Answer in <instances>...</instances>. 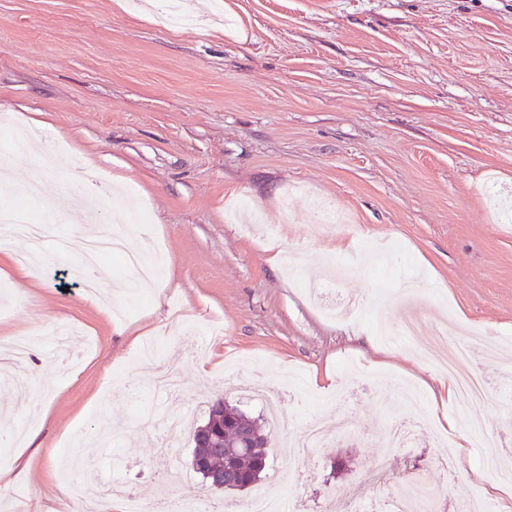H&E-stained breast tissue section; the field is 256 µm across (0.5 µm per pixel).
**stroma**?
Returning a JSON list of instances; mask_svg holds the SVG:
<instances>
[{
    "instance_id": "35a3bbf8",
    "label": "stroma",
    "mask_w": 512,
    "mask_h": 512,
    "mask_svg": "<svg viewBox=\"0 0 512 512\" xmlns=\"http://www.w3.org/2000/svg\"><path fill=\"white\" fill-rule=\"evenodd\" d=\"M185 2L198 26L170 25L152 0H0V157L18 181L41 178L30 207L51 219L32 276L0 269V338L65 323L94 340L73 369L43 344L0 378V422L41 443L0 503L61 512L45 490L71 452L144 500L202 492L187 433L171 446L185 482L164 486L160 434L142 414L159 407L196 426L221 397L261 418L249 394L266 378L299 465L287 473L274 455L266 476L302 512H327L379 462L385 487L353 512H390L406 482L436 496L437 512H459L465 496L496 512L488 451L512 461V223L500 221L512 208V0ZM17 128L51 144V167L22 161ZM320 199L347 223L315 229ZM131 204L162 273L145 305L119 262L103 264L123 287V312L108 318L81 293L80 257L60 258L55 244L127 226ZM257 211L283 219L279 237L244 232ZM272 246L300 276L269 263ZM338 259L355 273L314 295ZM355 297L387 307L326 318L325 306ZM409 316L426 325L405 342ZM181 317L222 329L195 340L200 358L185 356L195 341L176 335ZM434 323L472 345L487 389L448 404L462 426L486 430L445 474L432 459L448 440L423 386L435 369L403 356L429 344ZM150 340L184 355L182 394L152 391L137 359ZM315 420L338 430L309 447ZM394 420L417 421L410 446L384 437Z\"/></svg>"
}]
</instances>
